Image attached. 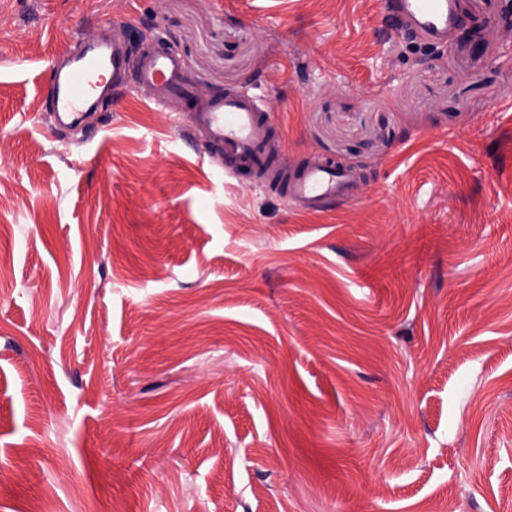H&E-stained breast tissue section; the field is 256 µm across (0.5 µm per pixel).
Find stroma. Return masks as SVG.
<instances>
[{"label":"stroma","instance_id":"obj_1","mask_svg":"<svg viewBox=\"0 0 512 512\" xmlns=\"http://www.w3.org/2000/svg\"><path fill=\"white\" fill-rule=\"evenodd\" d=\"M460 4L0 0V512H512V0ZM109 25L190 97L57 127ZM237 88L349 199L226 175L188 116ZM382 11L396 28L434 45L448 43L461 25L457 0H383Z\"/></svg>","mask_w":512,"mask_h":512}]
</instances>
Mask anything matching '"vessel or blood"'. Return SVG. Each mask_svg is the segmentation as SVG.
Listing matches in <instances>:
<instances>
[{
    "label": "vessel or blood",
    "mask_w": 512,
    "mask_h": 512,
    "mask_svg": "<svg viewBox=\"0 0 512 512\" xmlns=\"http://www.w3.org/2000/svg\"><path fill=\"white\" fill-rule=\"evenodd\" d=\"M382 11L396 28L434 45L447 43L461 25L457 0H382ZM128 66L124 45L107 39L86 44L64 59H47L44 69L51 80L49 111L60 118L81 120L119 87ZM137 79L156 85L163 100L190 92L182 77L181 59L172 50L146 56ZM193 123L205 128L211 143L223 151L226 174H237L242 167L260 172L289 204L316 211L327 201L350 196L353 176L335 162L295 171L278 164L271 146L270 123L257 93L240 90L216 96L195 109Z\"/></svg>",
    "instance_id": "1"
}]
</instances>
